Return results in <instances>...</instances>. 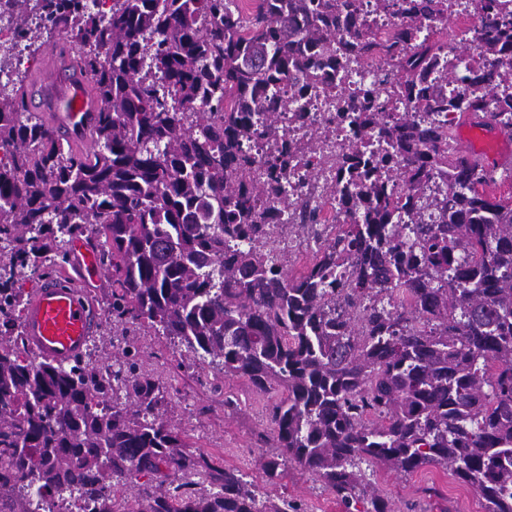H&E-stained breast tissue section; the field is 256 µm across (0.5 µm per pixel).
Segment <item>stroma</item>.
Instances as JSON below:
<instances>
[{"instance_id":"1","label":"stroma","mask_w":512,"mask_h":512,"mask_svg":"<svg viewBox=\"0 0 512 512\" xmlns=\"http://www.w3.org/2000/svg\"><path fill=\"white\" fill-rule=\"evenodd\" d=\"M89 287L100 316L97 349L90 363L105 367L123 349H137L142 369L165 389L164 417L185 433L192 449L261 476V466L272 453L266 440L270 431L267 395L246 380L224 378L216 366L192 364L186 348L166 337L144 329L123 332L114 328L108 312L112 290L109 274L90 281ZM228 394L238 398L237 410H225L224 397ZM366 474L395 512H484L478 494L440 466L404 474L375 465L367 468ZM270 492L296 500L304 512H338L321 482L292 461Z\"/></svg>"}]
</instances>
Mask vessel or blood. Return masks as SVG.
Segmentation results:
<instances>
[{"label": "vessel or blood", "mask_w": 512, "mask_h": 512, "mask_svg": "<svg viewBox=\"0 0 512 512\" xmlns=\"http://www.w3.org/2000/svg\"><path fill=\"white\" fill-rule=\"evenodd\" d=\"M30 107L47 113L50 121L71 141L87 146L97 114L91 88L81 74L72 51L61 49L47 58L33 79ZM493 146L474 147L459 139L460 151L472 161L496 169L512 168V133L488 132ZM75 263L80 278L52 272L26 299L21 329L37 358L70 363L83 356L99 325L98 308L84 287L85 280L98 274L95 254L75 244Z\"/></svg>", "instance_id": "obj_1"}]
</instances>
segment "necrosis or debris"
Segmentation results:
<instances>
[{
	"mask_svg": "<svg viewBox=\"0 0 512 512\" xmlns=\"http://www.w3.org/2000/svg\"><path fill=\"white\" fill-rule=\"evenodd\" d=\"M391 68L387 64L363 66L361 73L350 78H337L335 86L318 89L313 105L304 117L296 113H281L275 137L252 143V154L267 155L281 142H288L298 162L289 180L295 188V200L309 199L319 208L320 224L326 235L335 234L347 218L336 208V158L342 152L356 148L384 155V142L358 138L350 124L336 121V95L339 89L353 92L362 85L380 84Z\"/></svg>",
	"mask_w": 512,
	"mask_h": 512,
	"instance_id": "1",
	"label": "necrosis or debris"
}]
</instances>
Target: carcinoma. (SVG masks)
Listing matches in <instances>:
<instances>
[{
  "label": "carcinoma",
  "mask_w": 512,
  "mask_h": 512,
  "mask_svg": "<svg viewBox=\"0 0 512 512\" xmlns=\"http://www.w3.org/2000/svg\"><path fill=\"white\" fill-rule=\"evenodd\" d=\"M466 3L375 0L405 23L380 37L360 0H10L32 60L56 37L81 46L94 92L93 143L73 145L29 110V70L0 83V512H301L269 493L293 461L339 512H393L363 465L398 473L449 469L512 512V197L457 153L434 117L512 131V15L485 0L481 68L438 76L441 41L411 25ZM397 61L409 105L390 126L367 90L345 111L355 135L387 140L406 179L397 205L371 157L339 162L336 206L357 213L333 238L301 205L314 241L300 272L277 248L287 215L288 145L258 162L245 143L270 136L281 112H306L315 80L351 63ZM495 95L448 100V81ZM441 215L443 224L428 219ZM98 229L112 274V325L138 324L275 393L264 484L188 450L158 413L162 387L131 349L112 393L99 370L21 356L19 280ZM147 481L141 483L139 479ZM133 491L136 508L118 494Z\"/></svg>",
  "instance_id": "obj_1"
}]
</instances>
